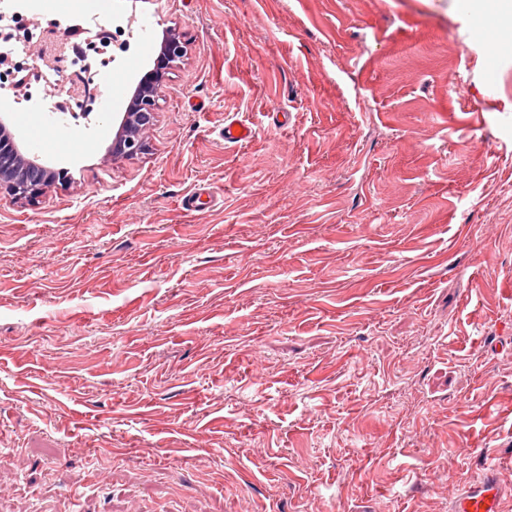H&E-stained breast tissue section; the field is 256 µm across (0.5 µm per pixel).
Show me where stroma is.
Returning a JSON list of instances; mask_svg holds the SVG:
<instances>
[{
  "label": "stroma",
  "mask_w": 512,
  "mask_h": 512,
  "mask_svg": "<svg viewBox=\"0 0 512 512\" xmlns=\"http://www.w3.org/2000/svg\"><path fill=\"white\" fill-rule=\"evenodd\" d=\"M38 6L129 13L140 50L95 72L110 109L0 102L92 142L47 148L72 179L35 202L0 188V512H452L492 452L512 512V56L482 9ZM169 28L148 149L112 158Z\"/></svg>",
  "instance_id": "35a3bbf8"
}]
</instances>
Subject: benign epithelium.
Here are the masks:
<instances>
[{"mask_svg":"<svg viewBox=\"0 0 512 512\" xmlns=\"http://www.w3.org/2000/svg\"><path fill=\"white\" fill-rule=\"evenodd\" d=\"M185 47L180 34L171 31L166 35L152 69L135 85L112 141V157L132 158L147 150L159 92L172 67L184 57ZM7 137L4 122L0 121V187L6 188L18 200L33 202L42 193L45 181L55 172L26 157Z\"/></svg>","mask_w":512,"mask_h":512,"instance_id":"1","label":"benign epithelium"}]
</instances>
